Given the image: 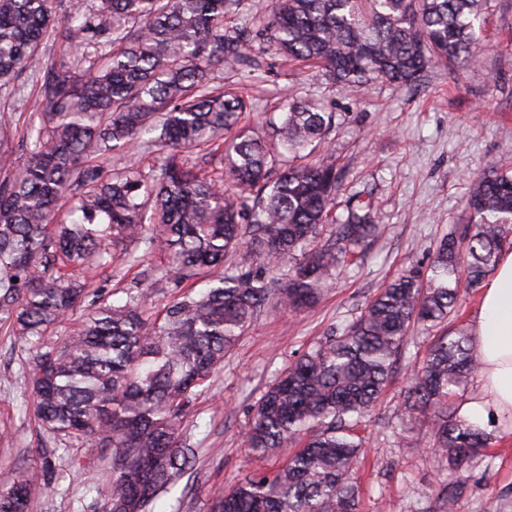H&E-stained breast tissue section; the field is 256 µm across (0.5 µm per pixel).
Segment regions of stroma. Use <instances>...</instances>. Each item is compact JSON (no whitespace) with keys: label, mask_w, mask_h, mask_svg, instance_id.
Listing matches in <instances>:
<instances>
[{"label":"stroma","mask_w":512,"mask_h":512,"mask_svg":"<svg viewBox=\"0 0 512 512\" xmlns=\"http://www.w3.org/2000/svg\"><path fill=\"white\" fill-rule=\"evenodd\" d=\"M477 65L463 72L438 64L407 87L378 83L364 91L332 85L317 68L268 52L248 53L261 69L251 80L239 69L216 71L215 86L239 88L260 119L279 114L287 98L318 100L335 113L327 148L344 168L337 209L371 201L381 224L376 242L337 269L320 302L299 312L261 314L225 356L208 394L194 401L183 434L198 450L187 486L162 494L152 512H208L211 500L244 475L273 469L286 448L259 459L243 439L252 411L296 356L355 321L376 291L405 270H427L441 237L467 224L466 199L475 181L512 168V0H490ZM160 255L132 268L82 270L85 288L111 295L152 289L163 305L174 286L154 271ZM28 350L0 329V480L19 467L51 464L50 488H36L29 512H102L98 486L109 474L111 450L87 447L46 431L26 408L22 370ZM408 373L399 370L357 433L366 443L355 478L359 512H439L437 489L446 473L426 427L404 405ZM489 448L460 474L459 512H512V425L491 426ZM86 463L73 471L71 458Z\"/></svg>","instance_id":"1"}]
</instances>
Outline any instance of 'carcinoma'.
<instances>
[{
    "label": "carcinoma",
    "mask_w": 512,
    "mask_h": 512,
    "mask_svg": "<svg viewBox=\"0 0 512 512\" xmlns=\"http://www.w3.org/2000/svg\"><path fill=\"white\" fill-rule=\"evenodd\" d=\"M488 0H271L252 25L225 27L244 0H99L65 19L54 0H0V89L40 77L39 125L22 134L24 162L0 142V327L28 346L24 379L35 417L54 434L112 449L102 512H150L191 470L196 449L182 423L193 397L264 311L315 306L336 267L379 233L370 203L331 215L341 185L336 159L307 161L336 114L293 99L274 123L281 152L240 126L247 100L212 87V73L241 62L253 43L310 63L341 87L414 84L434 62H475ZM52 38L80 54L110 51L82 71L44 62ZM224 140L219 179L186 166L184 153ZM146 147L148 170L106 177V152ZM472 222L448 231L428 273L389 281L359 318L289 362L258 401L244 443L267 457L300 444L272 471L253 472L210 512H358L353 473L364 451L355 434L404 356L411 331L454 312L461 287L477 288L512 234V175L493 171L471 191ZM325 224L333 234L320 239ZM246 247L256 268L218 275ZM162 252L160 277L177 289L163 307L151 291L122 303L89 294L69 268L133 267ZM209 279L197 291L184 284ZM79 327L44 342L77 310ZM467 334L432 337L411 365L405 402L433 423V448L448 467L441 512H457L454 475L493 434L464 422L451 398L478 373ZM46 471L26 467L0 486V512H28Z\"/></svg>",
    "instance_id": "1"
}]
</instances>
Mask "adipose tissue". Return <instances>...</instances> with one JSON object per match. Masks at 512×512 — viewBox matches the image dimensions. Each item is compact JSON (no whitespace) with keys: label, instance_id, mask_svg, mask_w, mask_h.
Returning a JSON list of instances; mask_svg holds the SVG:
<instances>
[{"label":"adipose tissue","instance_id":"obj_1","mask_svg":"<svg viewBox=\"0 0 512 512\" xmlns=\"http://www.w3.org/2000/svg\"><path fill=\"white\" fill-rule=\"evenodd\" d=\"M472 342L480 361V394L459 415L468 422L495 418L512 423V251L499 257L481 286Z\"/></svg>","mask_w":512,"mask_h":512}]
</instances>
